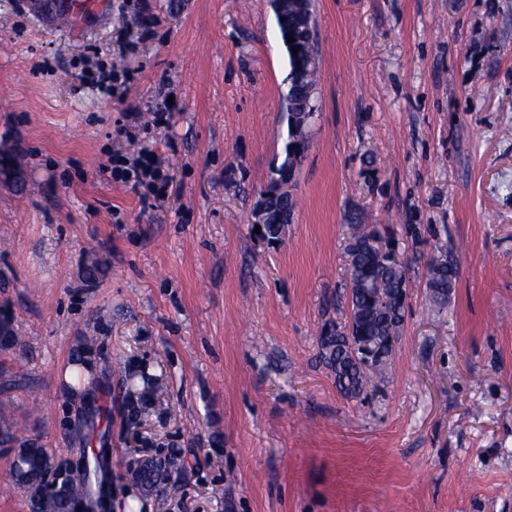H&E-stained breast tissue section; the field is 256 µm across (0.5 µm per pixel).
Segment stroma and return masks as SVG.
<instances>
[{
    "label": "stroma",
    "mask_w": 512,
    "mask_h": 512,
    "mask_svg": "<svg viewBox=\"0 0 512 512\" xmlns=\"http://www.w3.org/2000/svg\"><path fill=\"white\" fill-rule=\"evenodd\" d=\"M51 2L0 0V512H31L25 439L80 476L108 455L96 512H512V0H314L316 118L273 245L253 230L286 139L272 0H109L87 26ZM139 18L153 36L125 48ZM115 62L107 94L91 76ZM162 89L171 186L147 206L99 168ZM375 225L409 307L384 386L348 399L318 337ZM147 459L171 462L154 492ZM457 278L456 265L448 260V256L439 252L427 263L426 288L430 301L439 309L448 305V297L454 288Z\"/></svg>",
    "instance_id": "35a3bbf8"
}]
</instances>
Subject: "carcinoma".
<instances>
[{"label": "carcinoma", "mask_w": 512, "mask_h": 512, "mask_svg": "<svg viewBox=\"0 0 512 512\" xmlns=\"http://www.w3.org/2000/svg\"><path fill=\"white\" fill-rule=\"evenodd\" d=\"M282 40L292 34V46L297 53H288L289 72H297L303 66L307 54L306 31L294 23L293 18H277ZM304 82L293 83L291 96L293 111L286 115L287 144L285 152L296 141L307 135V131L295 127L296 117L314 111L315 105L306 97V86L315 83L316 74L303 75ZM266 189L269 192L265 204L278 218L276 224L260 225L261 236L270 243L282 239V229L293 219L294 203L288 192V170L284 164L272 168ZM384 237L375 232L364 233L354 244L348 246L349 288L347 293L348 315L344 323L336 324L321 333L318 338L319 355L331 371L338 392L350 399H358L374 391L383 382L394 358V345L399 340L407 314L402 291L407 289V265H396L380 256ZM457 278L456 265L440 252L427 263L426 288L430 301L442 309L448 305V297ZM348 334L359 337V341L377 350L374 357L354 354L336 345V339Z\"/></svg>", "instance_id": "obj_1"}]
</instances>
